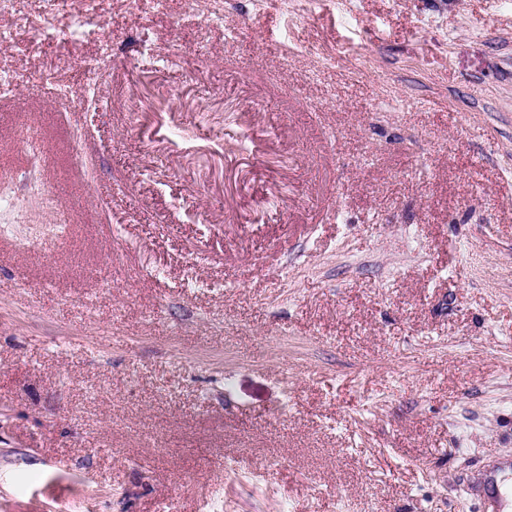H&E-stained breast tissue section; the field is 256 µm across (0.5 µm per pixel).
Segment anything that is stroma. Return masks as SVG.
<instances>
[{
    "label": "stroma",
    "instance_id": "obj_1",
    "mask_svg": "<svg viewBox=\"0 0 512 512\" xmlns=\"http://www.w3.org/2000/svg\"><path fill=\"white\" fill-rule=\"evenodd\" d=\"M101 9L0 49V512H485L512 0Z\"/></svg>",
    "mask_w": 512,
    "mask_h": 512
}]
</instances>
